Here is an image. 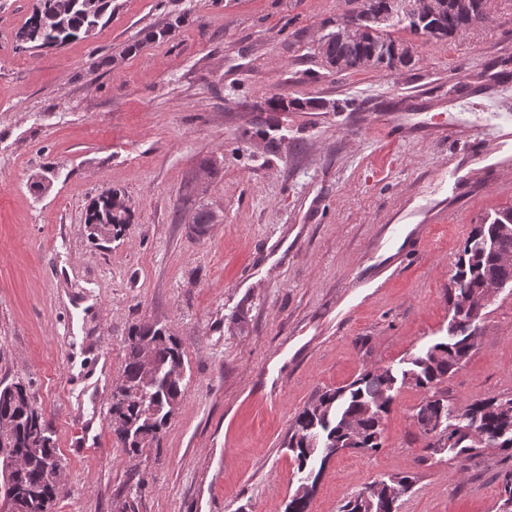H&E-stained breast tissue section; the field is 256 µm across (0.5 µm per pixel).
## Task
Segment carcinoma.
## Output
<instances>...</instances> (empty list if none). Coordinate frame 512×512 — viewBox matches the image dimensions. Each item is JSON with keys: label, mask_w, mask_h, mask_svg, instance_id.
Listing matches in <instances>:
<instances>
[{"label": "carcinoma", "mask_w": 512, "mask_h": 512, "mask_svg": "<svg viewBox=\"0 0 512 512\" xmlns=\"http://www.w3.org/2000/svg\"><path fill=\"white\" fill-rule=\"evenodd\" d=\"M377 2L376 7L350 11V16L365 29L366 40L354 45L327 40L318 45V53L371 57L372 66L388 69L395 68L397 62L409 63L407 59H394L391 48L399 39L381 29L377 15L386 4L385 0ZM110 12L112 0H39L23 27L25 45L31 49L62 47L92 32ZM469 27L470 19L452 12L435 27L413 19L405 25L415 35L435 39L452 38ZM309 106V102L279 96L267 102V111ZM86 223L93 226L91 240L99 245L109 243L123 236L129 224V210L118 192L107 190L89 211ZM504 252L512 253V207L476 225L468 236L457 263V287L450 296L448 335L410 355L399 369L385 366L362 371L349 384L322 392L297 414L288 431L287 448L299 472L313 470L315 462H325L338 448H358L362 453L381 448L383 420L392 409L397 385L406 383L426 394L415 414L419 428L441 421L438 440L427 441L423 446L427 456L447 453L464 471L481 442L491 448L512 450V398L488 397L459 408L448 402V391L441 389L475 349L470 339L483 319L490 286L512 283V268L501 264ZM146 346L151 347L154 362L162 369L184 366L180 343L164 328L140 325L132 329L122 380L112 390L109 408L112 434L129 455L159 443L184 395L181 379L162 378L151 387L142 384V354ZM350 419L358 425L355 435L346 430ZM3 421L11 425V433L7 446L0 447V475H5L7 455L21 453L26 459L24 468L8 474V480L3 482L5 497L27 504L26 512H50L61 489L46 481L44 474L48 460L57 451L29 384L17 381L0 387V423ZM415 482V476L405 473L374 481L365 488L369 499L363 498L365 492L353 494L344 499L340 512H396L397 506L386 500L387 488L400 486L407 493Z\"/></svg>", "instance_id": "obj_1"}]
</instances>
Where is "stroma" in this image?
Masks as SVG:
<instances>
[{
    "label": "stroma",
    "mask_w": 512,
    "mask_h": 512,
    "mask_svg": "<svg viewBox=\"0 0 512 512\" xmlns=\"http://www.w3.org/2000/svg\"><path fill=\"white\" fill-rule=\"evenodd\" d=\"M37 4L0 0V383L29 382L50 428L53 512H121L139 481L135 512H285L296 414L444 336L466 239L512 206L498 188L512 141L435 124L512 80V0L449 39L394 26L412 64L341 72L317 41L354 0H113L90 35L19 47ZM279 94L315 106L265 111ZM41 174L51 187L37 195ZM107 189L131 219L99 247L85 218ZM201 210L215 221L200 236ZM383 224L402 231L379 249ZM140 324L179 340L185 394L159 446L132 458L94 408ZM447 388L459 406L512 397V284ZM423 398L402 386L381 449L329 459L307 512L406 472L417 483L398 512H512V453L482 449L463 472L425 459Z\"/></svg>",
    "instance_id": "35a3bbf8"
}]
</instances>
